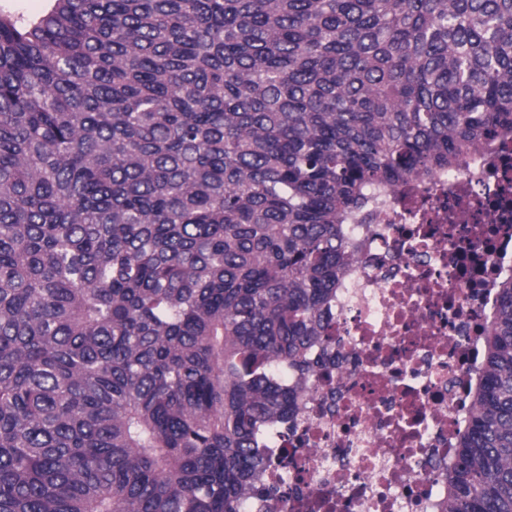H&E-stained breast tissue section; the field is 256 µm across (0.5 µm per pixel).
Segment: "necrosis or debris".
Instances as JSON below:
<instances>
[{"instance_id":"4bbe7bcc","label":"necrosis or debris","mask_w":512,"mask_h":512,"mask_svg":"<svg viewBox=\"0 0 512 512\" xmlns=\"http://www.w3.org/2000/svg\"><path fill=\"white\" fill-rule=\"evenodd\" d=\"M329 331L339 363L310 383L245 512H435L472 409L498 285L512 274V139L459 172L374 193Z\"/></svg>"}]
</instances>
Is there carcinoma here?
Wrapping results in <instances>:
<instances>
[{"label": "carcinoma", "mask_w": 512, "mask_h": 512, "mask_svg": "<svg viewBox=\"0 0 512 512\" xmlns=\"http://www.w3.org/2000/svg\"><path fill=\"white\" fill-rule=\"evenodd\" d=\"M0 15V512H243L369 194L512 136V0ZM440 512H512V275Z\"/></svg>", "instance_id": "carcinoma-1"}]
</instances>
